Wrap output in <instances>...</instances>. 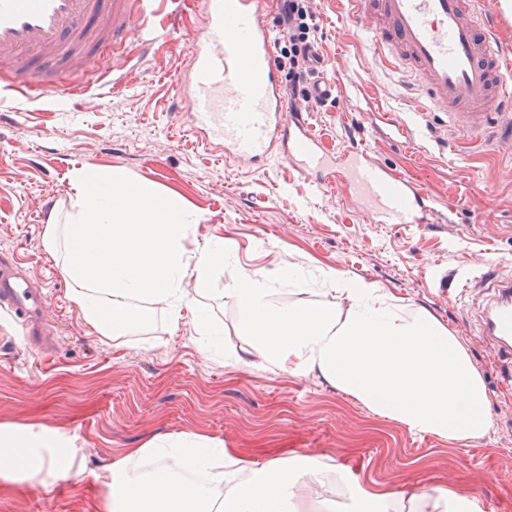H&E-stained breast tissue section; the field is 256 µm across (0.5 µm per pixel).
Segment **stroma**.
Masks as SVG:
<instances>
[{
  "mask_svg": "<svg viewBox=\"0 0 512 512\" xmlns=\"http://www.w3.org/2000/svg\"><path fill=\"white\" fill-rule=\"evenodd\" d=\"M317 42L338 77L335 104L311 110L326 148L367 149L419 182L448 215L446 224H374L340 194L312 190L285 165L259 171L226 158L170 108V82L185 64V42L157 43L132 59L125 80L94 85L96 103L7 94L0 101V250L23 259L46 293L59 343L48 355L29 348L20 327L0 317V424L46 425L74 435L83 479L0 486V512H96L92 475L127 448L155 437L197 434L235 454L265 461L308 454L332 460L377 489L431 493L454 484L485 512H512V355L480 331L494 292L485 260L512 277V154L484 143L429 139L437 116L421 118L398 75L372 59L344 23L346 0H311ZM413 133L395 136L390 120ZM123 173L177 194L201 221L188 248L221 237L231 263L213 273L202 298L225 352L243 349L238 309L223 289L238 270L261 273L276 304L327 302L337 280L378 288L404 313L427 311L459 338L481 374L492 426L456 441L413 435L368 410L319 375L228 365L206 355L192 322L171 327L154 305L129 336L104 339L71 301L72 284L42 246L51 211L68 209L74 169ZM309 286L295 293L285 267Z\"/></svg>",
  "mask_w": 512,
  "mask_h": 512,
  "instance_id": "35a3bbf8",
  "label": "stroma"
}]
</instances>
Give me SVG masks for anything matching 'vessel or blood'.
I'll return each instance as SVG.
<instances>
[{
    "label": "vessel or blood",
    "mask_w": 512,
    "mask_h": 512,
    "mask_svg": "<svg viewBox=\"0 0 512 512\" xmlns=\"http://www.w3.org/2000/svg\"><path fill=\"white\" fill-rule=\"evenodd\" d=\"M187 0H0V61L16 78L32 67H72L94 47L179 39ZM347 19L366 35L373 57L393 67L422 109L444 117L451 134L512 142V0H347ZM283 0H203V20L187 44V63L171 81L174 111L191 115L194 130L223 146L225 157L264 168L288 164L319 189H344L374 224H438L443 214L425 188L353 146L331 154L293 99L275 61V18ZM311 99L335 97L318 47L309 51ZM40 289L19 262L0 253V310L25 336L43 338L50 324ZM481 328L512 349V279L497 282Z\"/></svg>",
    "instance_id": "vessel-or-blood-1"
}]
</instances>
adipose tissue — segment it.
Segmentation results:
<instances>
[{
	"instance_id": "ef3b65f1",
	"label": "adipose tissue",
	"mask_w": 512,
	"mask_h": 512,
	"mask_svg": "<svg viewBox=\"0 0 512 512\" xmlns=\"http://www.w3.org/2000/svg\"><path fill=\"white\" fill-rule=\"evenodd\" d=\"M72 185L70 210L51 217L42 244L59 258L85 322L103 338L127 336L143 322L136 306L163 303L171 321L187 312L208 329L199 299L209 294L211 273L223 268L228 248L215 239L188 253L185 242L200 214L153 183L122 175L81 169ZM189 276L196 284L191 293L184 287ZM224 294L239 309L236 334L248 345L228 353V363L318 373L413 434L465 440L489 430L480 373L458 337L428 312L407 315L360 284L342 288L337 303L277 306L256 272L238 273ZM79 453L59 428L0 425V486L47 487L79 476ZM94 479L102 488L97 512H332L340 483L354 512L474 508L453 487L432 494L378 491L324 460L297 455L259 463L196 435L154 437L124 449Z\"/></svg>"
}]
</instances>
